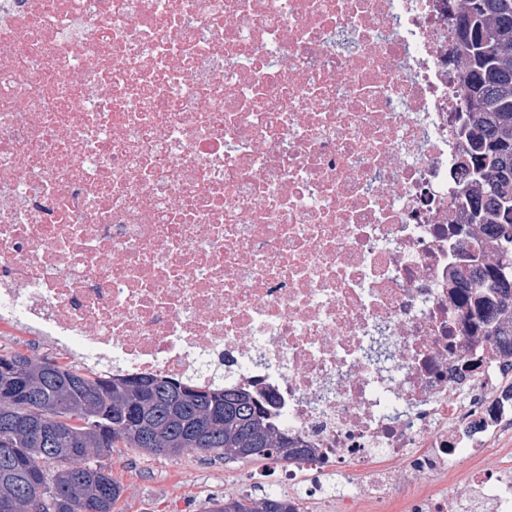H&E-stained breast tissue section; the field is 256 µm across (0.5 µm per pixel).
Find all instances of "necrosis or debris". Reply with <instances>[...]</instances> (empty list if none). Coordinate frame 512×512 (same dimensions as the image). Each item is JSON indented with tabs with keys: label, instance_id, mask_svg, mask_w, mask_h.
<instances>
[{
	"label": "necrosis or debris",
	"instance_id": "1",
	"mask_svg": "<svg viewBox=\"0 0 512 512\" xmlns=\"http://www.w3.org/2000/svg\"><path fill=\"white\" fill-rule=\"evenodd\" d=\"M453 12L0 0V320L252 391L297 504L512 512V356L448 283Z\"/></svg>",
	"mask_w": 512,
	"mask_h": 512
}]
</instances>
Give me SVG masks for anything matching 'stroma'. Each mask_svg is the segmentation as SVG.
<instances>
[{"label": "stroma", "instance_id": "stroma-1", "mask_svg": "<svg viewBox=\"0 0 512 512\" xmlns=\"http://www.w3.org/2000/svg\"><path fill=\"white\" fill-rule=\"evenodd\" d=\"M0 349L49 357L86 366L76 351L37 345L19 325L0 328ZM104 463L123 486L119 512H205L210 498L241 493L244 477L258 464L226 462L187 449L175 457L150 455L135 448H116Z\"/></svg>", "mask_w": 512, "mask_h": 512}]
</instances>
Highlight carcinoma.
Returning <instances> with one entry per match:
<instances>
[{
	"label": "carcinoma",
	"mask_w": 512,
	"mask_h": 512,
	"mask_svg": "<svg viewBox=\"0 0 512 512\" xmlns=\"http://www.w3.org/2000/svg\"><path fill=\"white\" fill-rule=\"evenodd\" d=\"M456 73L459 154L469 170L457 184L474 246L467 316L512 355V0H458ZM176 456L194 449L226 462L303 457L308 449L267 421L243 389L156 374L83 371L48 358L0 352V512H113L122 484L101 464L118 445ZM206 512H299L268 491L210 500Z\"/></svg>",
	"instance_id": "obj_1"
}]
</instances>
